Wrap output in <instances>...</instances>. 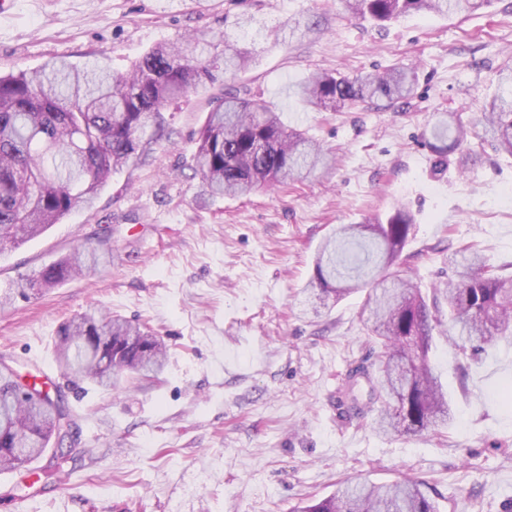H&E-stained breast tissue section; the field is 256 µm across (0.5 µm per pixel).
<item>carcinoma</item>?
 I'll return each mask as SVG.
<instances>
[{"instance_id": "carcinoma-1", "label": "carcinoma", "mask_w": 512, "mask_h": 512, "mask_svg": "<svg viewBox=\"0 0 512 512\" xmlns=\"http://www.w3.org/2000/svg\"><path fill=\"white\" fill-rule=\"evenodd\" d=\"M491 0H344L346 11L377 23L402 16H469ZM253 17L224 29L219 40L196 38L161 44L129 69L115 71L106 55L83 66L59 57L41 68L0 75V249L17 248L60 223L78 205L94 206L112 173L144 161L152 145L169 138L164 126L167 104L207 82L216 72L233 76L250 63V53L235 46ZM413 71L392 66L354 76L313 73L299 87L312 107L339 112L361 103L391 104L409 95ZM503 91L484 101L481 130L458 113L436 117L427 145L431 171L448 170L451 156L465 165L485 148L512 157V70L498 74ZM332 155L303 134L288 130L265 100L244 86L229 85L224 99L207 115L197 133V171L214 196L248 195L275 183L301 182ZM413 215L396 208L362 224H342L320 245L314 280L325 293L343 296L349 287L365 292L360 317L367 336L380 344L378 366L349 371L350 407L376 413L382 435H417L451 421L448 391L429 362L434 332L448 308V342L464 357L484 346L512 338V275L471 246L448 254L457 278L422 293L406 273ZM110 252L106 243H81L30 279L17 281L0 295V308L17 297L81 274ZM103 332L133 339L123 355L125 367L113 369L92 337ZM54 355L63 376L117 387L124 372L146 377L163 373L167 349L144 323L102 310L82 314L60 330ZM370 385L366 403L354 393L359 380ZM55 398L31 393L15 380L14 369L0 362V472L14 471L39 458L50 442L63 444L77 423L60 387ZM293 512H438L422 483L401 477L387 483H350L335 494L307 500Z\"/></svg>"}]
</instances>
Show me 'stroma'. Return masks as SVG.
<instances>
[{"instance_id": "1", "label": "stroma", "mask_w": 512, "mask_h": 512, "mask_svg": "<svg viewBox=\"0 0 512 512\" xmlns=\"http://www.w3.org/2000/svg\"><path fill=\"white\" fill-rule=\"evenodd\" d=\"M9 0L0 72L64 56L78 66L107 53L123 70L161 42L216 38L245 15L264 23L241 41L255 63L238 84L285 126L335 151L307 180L246 197L211 196L194 168L197 131L224 80L172 102L169 140L115 172L93 208H75L22 246L0 251V289L109 237L111 257L54 288L0 309V359L20 375L66 385L55 362L60 327L94 308L149 322L168 362L160 379L129 376L123 391L69 394L78 416L71 461L35 496L26 470L0 474V512H292L343 482L425 483L439 512L512 505V345L462 358L435 337L431 361L453 420L418 436L386 437L344 395L349 370L376 363L359 312L363 294L321 299L317 246L339 224L407 206L405 251L432 286L454 277L448 248L471 242L512 271V162L485 155L467 171L430 176L425 133L440 112L464 121L512 66V0L463 18L410 14L379 24L342 0ZM291 19L307 24L283 37ZM415 68L410 97L340 112L308 106L297 86L313 72Z\"/></svg>"}]
</instances>
